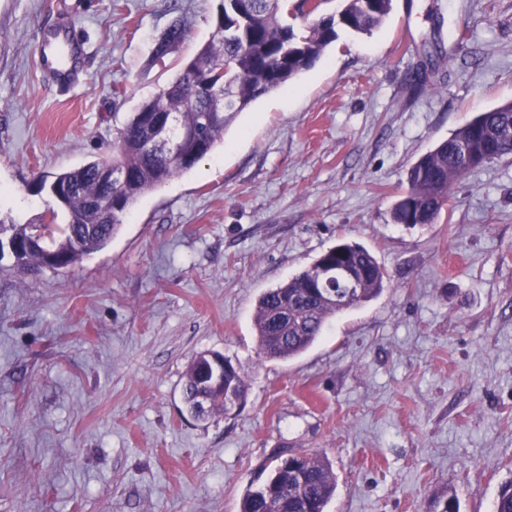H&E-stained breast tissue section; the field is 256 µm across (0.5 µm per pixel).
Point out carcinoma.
I'll return each instance as SVG.
<instances>
[{"label":"carcinoma","instance_id":"1","mask_svg":"<svg viewBox=\"0 0 512 512\" xmlns=\"http://www.w3.org/2000/svg\"><path fill=\"white\" fill-rule=\"evenodd\" d=\"M286 0H248L247 20L237 14L242 0H224V19L217 37L185 62L171 81L152 98L144 101L119 130L110 159H97L78 168L43 176L56 206L69 217L66 224H1L0 233L34 246L16 255L14 267L21 279L32 277L42 268L53 267L52 260L66 266L75 264L107 245L123 224V214L139 195L165 183L173 176L192 169L203 156L224 141V130L258 98L283 87L301 70L313 65L325 48L338 37V30L369 33L379 26L392 9V0H344L336 16L321 15L307 30L296 33L284 18ZM184 36V25L173 21L156 46L154 57L168 54ZM224 88V98L232 105L224 112H212L213 93ZM174 114L177 132H186L180 156L167 160L155 152L154 140L164 127L151 120ZM482 141L486 151L501 158L512 154V102L483 112L459 127L447 140L422 155L410 168L408 187L392 208V221L408 228L433 224L452 202L453 185L474 165L462 160L457 145ZM108 164L125 169L127 180L121 189L124 205L120 213H109L111 188L101 179ZM344 254L330 255L334 263L347 264L363 276L356 295L340 304L326 298L313 286L320 254L308 267L287 282L263 292L253 318L259 354L269 360H288L323 335L330 320L382 293L386 273L376 257L357 243L343 242ZM247 375L223 355L206 351L188 364L183 400L193 413L197 396L209 402L206 417L232 411L228 394L246 399ZM336 489V476L328 461L317 454L302 452L277 457L265 480L247 489L241 512H325ZM495 512H512V479L501 485Z\"/></svg>","mask_w":512,"mask_h":512}]
</instances>
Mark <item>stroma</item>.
I'll use <instances>...</instances> for the list:
<instances>
[{"instance_id": "35a3bbf8", "label": "stroma", "mask_w": 512, "mask_h": 512, "mask_svg": "<svg viewBox=\"0 0 512 512\" xmlns=\"http://www.w3.org/2000/svg\"><path fill=\"white\" fill-rule=\"evenodd\" d=\"M222 0H0V219L50 214L40 175L111 156L119 129L216 31ZM69 17L84 79L51 86L36 36ZM182 19L185 39L153 58ZM512 101V0H393L241 112L192 170L142 195L74 266L0 257V512H240L278 456L326 457L327 512H493L512 479V155L437 223H393L413 163ZM383 293L286 361L258 354L259 295L338 241ZM249 376L239 413L184 410L191 358Z\"/></svg>"}]
</instances>
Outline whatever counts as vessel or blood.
<instances>
[{
    "label": "vessel or blood",
    "instance_id": "vessel-or-blood-1",
    "mask_svg": "<svg viewBox=\"0 0 512 512\" xmlns=\"http://www.w3.org/2000/svg\"><path fill=\"white\" fill-rule=\"evenodd\" d=\"M84 45L61 24L43 29L38 38L37 59L50 82L62 90L75 86L82 73Z\"/></svg>",
    "mask_w": 512,
    "mask_h": 512
}]
</instances>
